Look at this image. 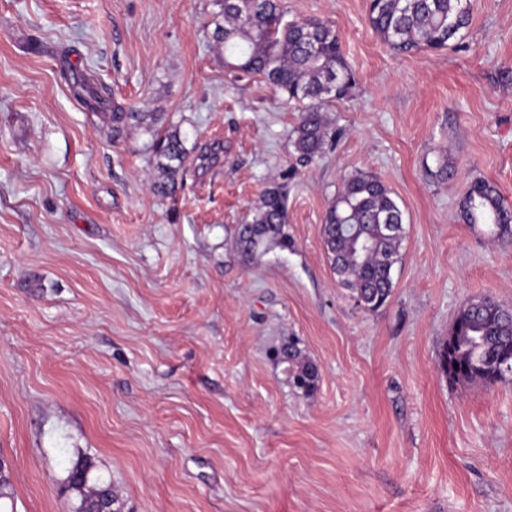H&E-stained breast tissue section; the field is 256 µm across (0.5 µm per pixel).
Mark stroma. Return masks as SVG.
I'll return each mask as SVG.
<instances>
[{
	"instance_id": "1",
	"label": "stroma",
	"mask_w": 512,
	"mask_h": 512,
	"mask_svg": "<svg viewBox=\"0 0 512 512\" xmlns=\"http://www.w3.org/2000/svg\"><path fill=\"white\" fill-rule=\"evenodd\" d=\"M443 51L396 52L367 0H283L331 18L357 85L323 153L299 111L235 78L218 0H0V458L15 512H72L85 455L123 512H512V378L449 381L459 309L512 308V241L461 211L472 182L512 204V0H472ZM90 83L106 105L76 97ZM165 113L188 156L155 189ZM392 190L405 234L385 306L341 288L322 241L345 178ZM287 246L235 248L264 194ZM315 363L313 391L280 351ZM110 114L113 141L121 139L127 129L136 125H144L151 133L149 148L154 154L159 175L155 189L162 195H173L177 188V177L188 154L180 131L176 127H165L164 113L160 112H125L113 107Z\"/></svg>"
}]
</instances>
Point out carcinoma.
Segmentation results:
<instances>
[{"instance_id":"1","label":"carcinoma","mask_w":512,"mask_h":512,"mask_svg":"<svg viewBox=\"0 0 512 512\" xmlns=\"http://www.w3.org/2000/svg\"><path fill=\"white\" fill-rule=\"evenodd\" d=\"M224 22L213 39L224 45V66L243 75H260L287 100L301 105L295 151L311 159L323 151L328 131L323 112L328 103L347 98L356 75L345 62L333 25L323 19H286L280 0H222ZM471 0H369L371 28L394 48L443 50L471 23ZM112 140L132 126L151 133L162 195L176 192L177 177L187 157L185 140L165 125L160 112H126L112 108ZM469 224L493 225V238L512 240V209L490 183L472 182L461 204ZM288 213L278 187L265 191L249 224L240 226L237 251L246 257L273 246H288ZM404 236L403 212L392 191L375 175L359 172L343 183L322 224L323 243L338 283L365 310L381 308L393 289V266ZM369 242L364 250L357 239ZM512 352V309L486 296L458 313L440 352L441 370L452 381H486L475 363H495ZM281 354L294 368V382L308 391L318 380L316 364L303 361L289 345ZM91 458L70 461L63 490L77 498L73 512H90L94 499L116 494L112 481L93 476Z\"/></svg>"}]
</instances>
